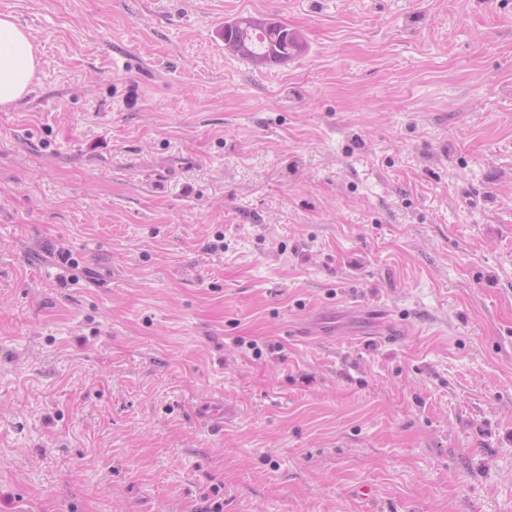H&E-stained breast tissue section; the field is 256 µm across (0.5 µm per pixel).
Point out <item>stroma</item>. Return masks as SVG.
Masks as SVG:
<instances>
[{
  "mask_svg": "<svg viewBox=\"0 0 512 512\" xmlns=\"http://www.w3.org/2000/svg\"><path fill=\"white\" fill-rule=\"evenodd\" d=\"M0 13V512H512V0ZM39 59L28 33L10 14H0V107L30 92ZM220 36L224 49L257 67L287 63L307 49L306 39L299 31L252 15L225 22ZM228 44L234 49L229 50Z\"/></svg>",
  "mask_w": 512,
  "mask_h": 512,
  "instance_id": "35a3bbf8",
  "label": "stroma"
}]
</instances>
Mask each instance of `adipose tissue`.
Listing matches in <instances>:
<instances>
[{
	"instance_id": "obj_1",
	"label": "adipose tissue",
	"mask_w": 512,
	"mask_h": 512,
	"mask_svg": "<svg viewBox=\"0 0 512 512\" xmlns=\"http://www.w3.org/2000/svg\"><path fill=\"white\" fill-rule=\"evenodd\" d=\"M39 59L24 28L0 14V107L22 100L30 91Z\"/></svg>"
}]
</instances>
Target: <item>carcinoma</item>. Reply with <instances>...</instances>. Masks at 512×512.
Returning <instances> with one entry per match:
<instances>
[{
  "mask_svg": "<svg viewBox=\"0 0 512 512\" xmlns=\"http://www.w3.org/2000/svg\"><path fill=\"white\" fill-rule=\"evenodd\" d=\"M224 44L231 53L255 66L283 64L301 56L307 49L302 33L258 16H241L224 23Z\"/></svg>",
  "mask_w": 512,
  "mask_h": 512,
  "instance_id": "cac0c4a2",
  "label": "carcinoma"
}]
</instances>
